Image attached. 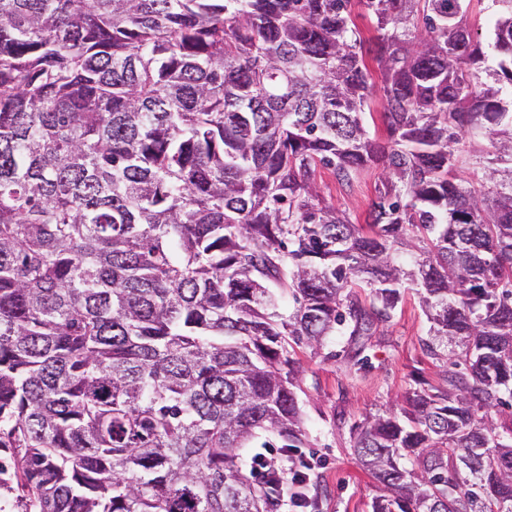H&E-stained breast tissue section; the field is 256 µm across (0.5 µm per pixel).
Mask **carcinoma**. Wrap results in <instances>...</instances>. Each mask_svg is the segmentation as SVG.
Returning <instances> with one entry per match:
<instances>
[{"label":"carcinoma","instance_id":"obj_1","mask_svg":"<svg viewBox=\"0 0 512 512\" xmlns=\"http://www.w3.org/2000/svg\"><path fill=\"white\" fill-rule=\"evenodd\" d=\"M472 2L0 0V474L38 512H275L241 449L305 447L295 349L408 288L446 366L355 427L372 512H512V0L485 45ZM373 165L367 234L316 173ZM365 59L372 71L373 82L376 90V93L373 96V101L371 103V112L367 111L365 114V123L371 134H375L378 140L384 144L388 142V134L380 99L382 78L377 69L376 63L372 60V55L366 54ZM492 148L489 142L485 139H479L474 143H467L460 153V174L466 180L474 184H483L486 189L492 187V185L486 182L485 172L479 166L475 164V160H472V155L478 154L479 152H488ZM491 190V189H489Z\"/></svg>","mask_w":512,"mask_h":512}]
</instances>
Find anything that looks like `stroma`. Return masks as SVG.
Listing matches in <instances>:
<instances>
[{"label":"stroma","instance_id":"35a3bbf8","mask_svg":"<svg viewBox=\"0 0 512 512\" xmlns=\"http://www.w3.org/2000/svg\"><path fill=\"white\" fill-rule=\"evenodd\" d=\"M381 179L378 167L363 172L348 188L331 171L317 176L322 197L356 224L364 223ZM427 329L419 298L408 290L394 317L379 325L363 352L340 340L315 353L297 350L307 452L318 461L308 487L315 512H372L378 484L353 456L350 432L366 419L399 411L414 377L439 385V364L421 345Z\"/></svg>","mask_w":512,"mask_h":512}]
</instances>
